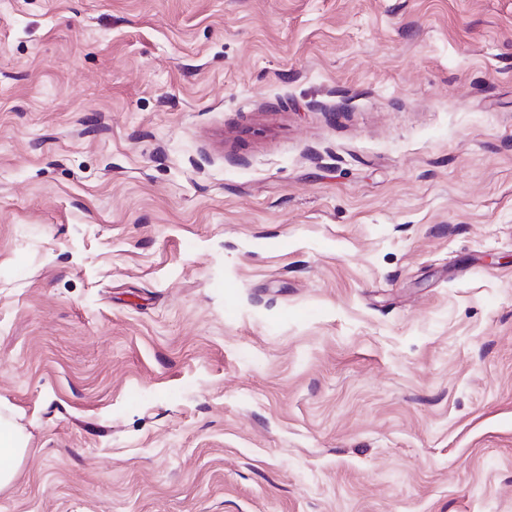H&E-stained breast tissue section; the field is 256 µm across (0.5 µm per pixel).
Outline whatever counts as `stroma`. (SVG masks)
<instances>
[{
  "mask_svg": "<svg viewBox=\"0 0 512 512\" xmlns=\"http://www.w3.org/2000/svg\"><path fill=\"white\" fill-rule=\"evenodd\" d=\"M0 512H512V0H0ZM27 443L6 420H0V488L13 479L17 467L27 453Z\"/></svg>",
  "mask_w": 512,
  "mask_h": 512,
  "instance_id": "obj_1",
  "label": "stroma"
}]
</instances>
